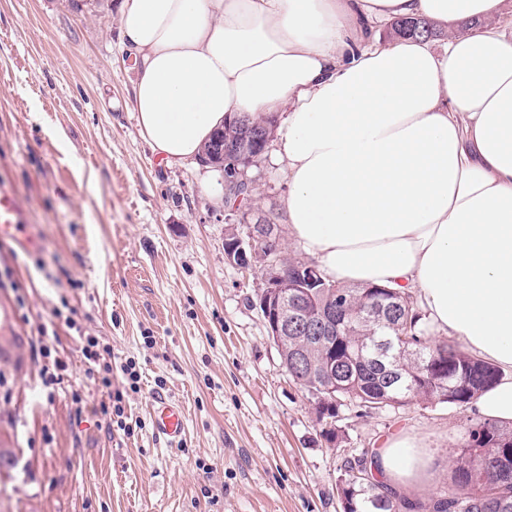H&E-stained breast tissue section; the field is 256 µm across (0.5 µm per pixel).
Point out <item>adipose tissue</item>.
Returning <instances> with one entry per match:
<instances>
[{"label":"adipose tissue","instance_id":"ef3b65f1","mask_svg":"<svg viewBox=\"0 0 512 512\" xmlns=\"http://www.w3.org/2000/svg\"><path fill=\"white\" fill-rule=\"evenodd\" d=\"M141 135L167 167L233 112L282 115L275 160L294 242L332 279L415 295L426 322L512 370V21L503 0H119ZM424 18L443 42L385 46ZM478 22L459 35L451 27ZM512 421V377L477 397ZM395 489L421 449L381 448ZM406 20H413L417 23V27H416V31L414 32H409L407 29H405L402 24L406 21ZM393 23V22H392ZM392 23L381 29V33H382V44L388 42L391 37H393V33H394V36L395 37H401V36H422V35H426V36H431L433 34H435V32H433V29L430 25L429 22H427L425 19L423 18H419V19H402V20H398L396 22H394V25H393V31H392Z\"/></svg>","mask_w":512,"mask_h":512}]
</instances>
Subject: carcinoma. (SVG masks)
Wrapping results in <instances>:
<instances>
[{
	"label": "carcinoma",
	"instance_id": "cac0c4a2",
	"mask_svg": "<svg viewBox=\"0 0 512 512\" xmlns=\"http://www.w3.org/2000/svg\"><path fill=\"white\" fill-rule=\"evenodd\" d=\"M409 32L403 21L394 22L393 33L401 36H431L433 29L423 18ZM276 116L256 120L246 113L224 125V139L245 140L250 134L273 131ZM323 282L298 296L288 289V306L311 318L336 308L339 336L329 341H308L303 363L295 362L300 335L288 337L279 350L281 365L306 393L334 384L325 393L327 417H339L346 402L367 410L400 408L413 401L446 404L460 410L497 384L499 369L463 351L452 340L437 341L422 321L417 299L408 292L386 285L341 284L322 275ZM385 308L384 316L365 319L367 312ZM468 439L450 451L452 486L428 500H410L389 489L372 472V459L346 462L338 484L343 512H512V423L479 421Z\"/></svg>",
	"mask_w": 512,
	"mask_h": 512
}]
</instances>
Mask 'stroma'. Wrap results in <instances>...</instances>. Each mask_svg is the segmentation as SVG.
Listing matches in <instances>:
<instances>
[{
  "mask_svg": "<svg viewBox=\"0 0 512 512\" xmlns=\"http://www.w3.org/2000/svg\"><path fill=\"white\" fill-rule=\"evenodd\" d=\"M135 80L114 0H0V185L20 195L35 241L0 240V300L29 338L23 367L0 365V512H343L345 459L394 435L430 460L408 498L447 490L448 450L473 412L349 403L342 443H327L280 365L257 273L224 256L228 228L281 211L283 173L263 158L247 217L228 212L221 170L152 153ZM88 337L112 349L111 388L86 373ZM43 344L69 365L51 399ZM111 389L123 431L99 412ZM159 396L184 410L179 444L155 434Z\"/></svg>",
  "mask_w": 512,
  "mask_h": 512,
  "instance_id": "stroma-1",
  "label": "stroma"
}]
</instances>
